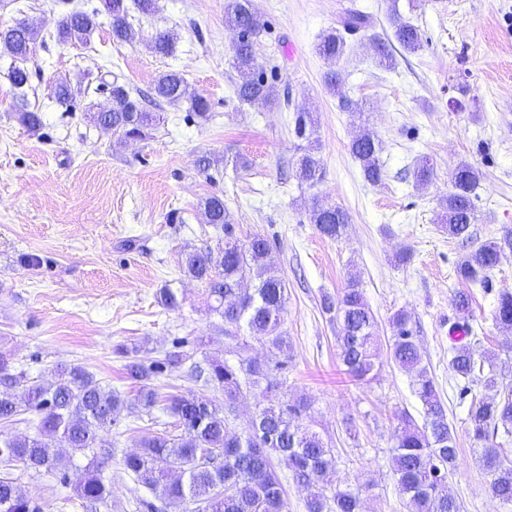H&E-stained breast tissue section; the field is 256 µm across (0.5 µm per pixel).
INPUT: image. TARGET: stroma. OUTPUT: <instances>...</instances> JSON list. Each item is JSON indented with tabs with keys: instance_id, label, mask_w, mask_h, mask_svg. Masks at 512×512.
Listing matches in <instances>:
<instances>
[{
	"instance_id": "1",
	"label": "stroma",
	"mask_w": 512,
	"mask_h": 512,
	"mask_svg": "<svg viewBox=\"0 0 512 512\" xmlns=\"http://www.w3.org/2000/svg\"><path fill=\"white\" fill-rule=\"evenodd\" d=\"M99 2L0 0V27L24 19L38 32L25 99L16 98L8 80L12 59L0 49V351L30 379L51 381L57 365L78 364L132 398L137 388L118 347L140 345L138 358L148 364L179 337L191 361L156 380L159 394L204 391L223 400L221 390L203 389L191 366L226 358L236 340L224 336L205 284L180 270L184 252L222 238L201 207L218 195L239 238L259 233L273 246L288 292L284 392L311 399L313 429L333 442L337 475L363 488L368 512H408L396 492L392 446L401 413L419 420L423 410L411 374L388 359L367 382L344 372L336 325L322 300L336 296L352 274L377 318L381 343L390 341L394 311L411 318L459 448L448 484L461 512H499L467 432L469 401L449 368V328L454 297L464 288L458 260L512 229V0H399L401 14L422 33L414 53L394 41L389 0H255L263 25L256 56L278 94L267 105L234 94L236 33L224 23V0H158L155 16L133 14L140 30L134 44L113 40L104 23L88 43L60 44L56 24L67 6ZM348 8L368 15L371 25L348 36L333 64L316 46ZM164 29L178 39L172 55L159 57L150 43ZM381 40L391 47L392 68L378 64ZM168 69L180 70L209 99V120H187V103L161 101L154 110L164 121L152 138L121 145L92 122L111 104L96 89L99 72L112 71L150 97ZM333 69L360 112L345 111L326 88ZM60 78L75 93L72 108L53 97ZM23 107L40 111V131L19 124ZM301 109L317 118L307 135L320 145L323 177L312 186L294 176L299 140L292 116ZM367 131L381 143L385 177L377 185L364 179L350 153L352 139ZM203 155L218 166L200 172L195 162ZM425 159L434 177L419 188L413 170ZM463 161L481 174L466 241L449 237L437 222L452 171ZM315 201L347 211L341 238L318 233L309 218ZM490 280L489 288L474 291V322L484 335L482 352L511 383L512 331L492 313L498 292L512 291V255ZM165 288L176 294L177 308L161 304ZM162 431L176 427L125 410L100 431V445L114 451L104 469L113 492L92 511L54 474L36 475L19 464L9 473L47 512H132L133 501L149 492L124 472L122 457Z\"/></svg>"
}]
</instances>
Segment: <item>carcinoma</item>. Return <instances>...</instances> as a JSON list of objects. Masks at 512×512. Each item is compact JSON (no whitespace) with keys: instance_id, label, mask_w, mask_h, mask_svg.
I'll return each instance as SVG.
<instances>
[{"instance_id":"obj_1","label":"carcinoma","mask_w":512,"mask_h":512,"mask_svg":"<svg viewBox=\"0 0 512 512\" xmlns=\"http://www.w3.org/2000/svg\"><path fill=\"white\" fill-rule=\"evenodd\" d=\"M102 8L67 13L58 22L57 37L64 44L86 43L99 27L98 17L110 18L112 38L127 43L139 39L129 21L127 0H101ZM224 20L237 30L233 65L240 81L235 94L241 101L271 104L276 100L272 86L265 80L262 65L254 49L260 20L254 0H227ZM393 35L407 52L417 51L422 35L417 26L405 21L395 5H390ZM338 28L317 45L320 56L337 61L345 51V35L371 26L370 18L355 9L344 11ZM37 32L25 21L0 28V47L18 64L9 72L13 87L25 93L30 72L22 63L34 54ZM175 37L161 30L152 38L155 53L173 52ZM328 90L339 96L348 111L360 109L358 102L342 91L337 71L325 76ZM110 86L112 108L92 116L95 123L112 131L116 142L143 139L160 123V116L146 109L141 98L115 77L101 80ZM156 99L170 104L186 102L193 114L209 117L210 101L190 89L184 76L170 69L154 84ZM20 123L31 132L38 131L42 119L37 111L22 109ZM351 153L360 162L364 177L371 183L383 178L379 143L367 133L351 142ZM300 182L314 184L322 177V164L316 147L310 145L296 163ZM478 169L461 163L452 172V188L442 200L439 223L451 237H469L474 220V191L479 183ZM208 223L224 233V244H204L184 254L182 273L207 286L212 311L234 331L244 330L261 345L288 356V341L279 332L286 303L287 288L270 241L254 234L241 241L234 230L224 198L205 199ZM310 221L329 239L340 237L349 224L348 213L339 206L317 202L310 209ZM512 253V231L481 243L460 258L456 273L470 287L487 288L489 273L506 254ZM472 294L458 293L456 321L451 325L452 346L449 365L465 383L462 391L471 394L468 407L469 433L476 445L479 465L491 476L490 491L504 508L512 512V460L505 454L501 440L512 439V383L500 385L493 365H485L480 352L481 340L472 326ZM323 310L338 326L337 346L345 372L358 381L373 377L380 356L377 319L364 298L359 279L349 277L347 286L336 299L323 300ZM494 320L512 330V292L498 294ZM392 329L387 357L410 373L415 393L422 403L423 423L418 425L408 414L399 418L392 454V470L400 497L411 512H460V505L447 487L448 475L458 456L455 437L439 397L433 377L421 365L420 347L403 310L389 317ZM190 359L180 351H168L161 360L144 364L131 359L125 364L127 378L139 384L135 401L127 403L121 395L105 389L94 375L78 364L62 366L52 382L32 381L16 393L21 377L12 373L10 359L0 353V463H19L25 469L60 474L61 482L72 486L83 501L93 506L112 497V484L104 482L102 471L114 449L97 446L98 432L112 426L124 408L151 416L158 410L175 419L182 428L179 435L158 433L142 440L140 448L124 454V471L153 493L182 507V512H288V499L280 477L285 468L293 482L309 489L306 512H363L360 491L342 485L336 477V455L331 442L306 424L312 408L305 397L288 400L282 394L283 381L277 371L285 362L270 367L256 358L213 361L208 368L195 367L203 386L224 392V403L200 395L159 397L152 381L166 368L178 367ZM479 383L487 393L472 392ZM258 390L267 404L247 422L244 429L232 430L233 404L243 390ZM34 413L39 424L32 434L13 429L19 416ZM85 457L81 468L72 466L73 455ZM0 512H44L43 504L29 496L11 477H0Z\"/></svg>"}]
</instances>
